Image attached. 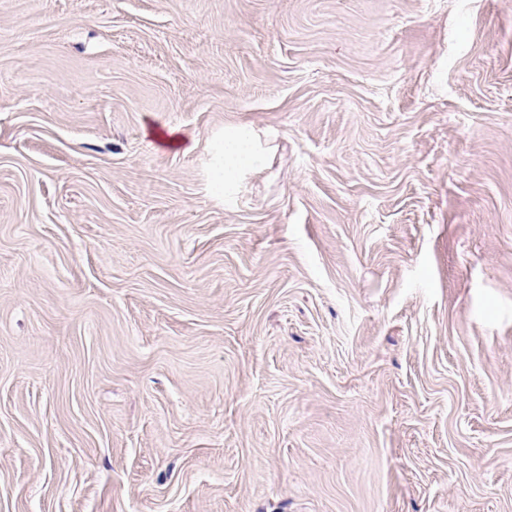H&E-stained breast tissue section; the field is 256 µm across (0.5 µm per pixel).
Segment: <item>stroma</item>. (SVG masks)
<instances>
[{"instance_id": "obj_1", "label": "stroma", "mask_w": 512, "mask_h": 512, "mask_svg": "<svg viewBox=\"0 0 512 512\" xmlns=\"http://www.w3.org/2000/svg\"><path fill=\"white\" fill-rule=\"evenodd\" d=\"M0 512H512V0H0ZM268 156L257 132L250 127H229L210 146L209 171L213 192L230 199L242 180L262 169Z\"/></svg>"}]
</instances>
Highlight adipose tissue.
I'll return each mask as SVG.
<instances>
[{
    "label": "adipose tissue",
    "instance_id": "obj_1",
    "mask_svg": "<svg viewBox=\"0 0 512 512\" xmlns=\"http://www.w3.org/2000/svg\"><path fill=\"white\" fill-rule=\"evenodd\" d=\"M268 156L257 132L250 127H229L210 146L209 171L214 193L231 198L242 180L264 166Z\"/></svg>",
    "mask_w": 512,
    "mask_h": 512
}]
</instances>
